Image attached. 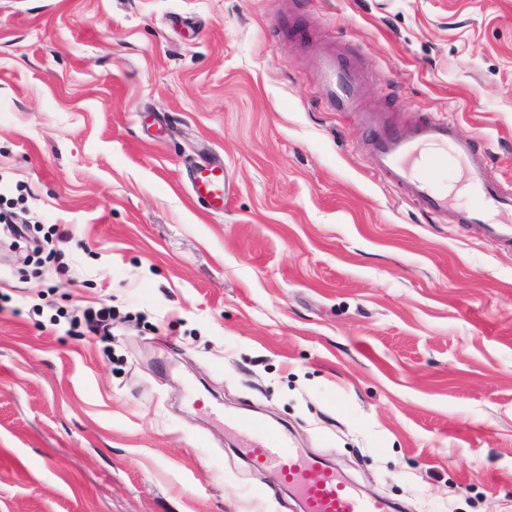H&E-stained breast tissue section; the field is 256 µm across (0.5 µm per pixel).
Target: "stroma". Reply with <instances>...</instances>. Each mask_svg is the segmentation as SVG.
I'll return each instance as SVG.
<instances>
[{"label": "stroma", "mask_w": 512, "mask_h": 512, "mask_svg": "<svg viewBox=\"0 0 512 512\" xmlns=\"http://www.w3.org/2000/svg\"><path fill=\"white\" fill-rule=\"evenodd\" d=\"M287 18L512 179V0H0V512H301L217 406L403 512H512V247L373 171ZM223 166L209 164L206 167H199L192 170L190 182L194 195L198 200L206 202L215 209V203H224V175ZM87 326L102 331V336H109V328L112 326V309L102 306L98 309H88L83 314Z\"/></svg>", "instance_id": "35a3bbf8"}]
</instances>
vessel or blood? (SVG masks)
Returning <instances> with one entry per match:
<instances>
[{
    "mask_svg": "<svg viewBox=\"0 0 512 512\" xmlns=\"http://www.w3.org/2000/svg\"><path fill=\"white\" fill-rule=\"evenodd\" d=\"M322 81V95L336 112L356 114L370 133L369 154L374 170L420 204L426 213L446 217L452 224H475L493 243L512 246V182L493 177L484 154L474 142L461 139L450 119L423 118L399 127L365 103L362 78L335 45L314 41L303 59ZM463 171L460 190L450 189L438 176L441 165ZM194 195L207 204L224 200L221 166L211 164L192 170ZM468 198L456 204L457 193ZM227 426L243 441L246 456L259 469L276 471L299 500L303 512H390L382 497L364 495L343 480L325 461L300 455L288 439L273 443L266 427L238 417Z\"/></svg>",
    "mask_w": 512,
    "mask_h": 512,
    "instance_id": "vessel-or-blood-1",
    "label": "vessel or blood"
}]
</instances>
